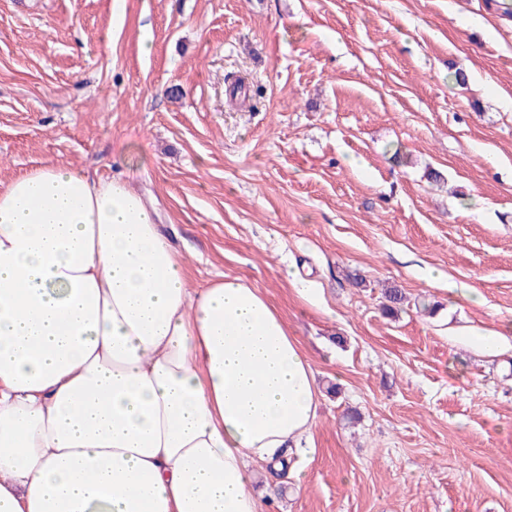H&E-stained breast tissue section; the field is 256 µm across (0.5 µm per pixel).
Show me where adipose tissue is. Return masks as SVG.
Instances as JSON below:
<instances>
[{"label":"adipose tissue","instance_id":"1","mask_svg":"<svg viewBox=\"0 0 512 512\" xmlns=\"http://www.w3.org/2000/svg\"><path fill=\"white\" fill-rule=\"evenodd\" d=\"M320 397L261 291L189 287L126 180L0 183V512H264Z\"/></svg>","mask_w":512,"mask_h":512}]
</instances>
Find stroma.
<instances>
[{
  "mask_svg": "<svg viewBox=\"0 0 512 512\" xmlns=\"http://www.w3.org/2000/svg\"><path fill=\"white\" fill-rule=\"evenodd\" d=\"M48 164L127 179L190 287L301 344L319 417L269 512H512L501 0H0V183Z\"/></svg>",
  "mask_w": 512,
  "mask_h": 512,
  "instance_id": "1",
  "label": "stroma"
}]
</instances>
